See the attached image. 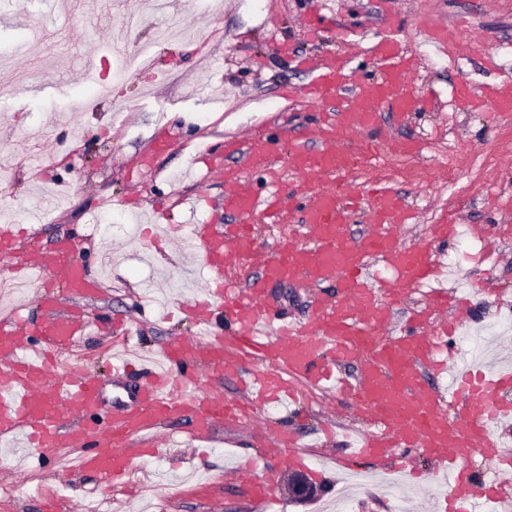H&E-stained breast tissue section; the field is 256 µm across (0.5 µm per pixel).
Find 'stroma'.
Wrapping results in <instances>:
<instances>
[{
	"label": "stroma",
	"mask_w": 512,
	"mask_h": 512,
	"mask_svg": "<svg viewBox=\"0 0 512 512\" xmlns=\"http://www.w3.org/2000/svg\"><path fill=\"white\" fill-rule=\"evenodd\" d=\"M101 15L94 0H0V165L9 176L0 189V224H28L21 254L62 236L77 240L88 264L110 248L112 263L100 269L96 291L81 301L89 317L111 318L113 327L92 330L78 344L80 368L108 379L113 341L154 351L190 335L189 318L165 320L169 308L202 292L189 273L195 261L193 224H220L222 178L199 176L189 167L202 143L216 147L249 133L306 136L324 105L305 98L311 76L305 59L325 62L343 55L353 79L377 76L368 47L399 30L415 55L414 82L431 95L430 107L396 121L382 110L377 137L389 146L392 165L374 177L395 189L413 213L401 236L411 245L426 240L433 224L512 225V118L490 102L494 89L512 77V0H167L166 13L152 0H112ZM140 21L129 40L130 58L118 66L104 49L122 18ZM185 32L178 43L158 35L170 17ZM440 27L463 42L466 56L450 64L448 47L426 40ZM94 65L99 85L86 83ZM481 97L463 108L461 87ZM164 139L165 150L155 148ZM495 261L464 259L461 241L435 245L440 262L455 260L448 289L469 293L468 332L486 337V325L504 302L512 303V236L492 242ZM272 303L287 316L311 312L314 289L273 284ZM166 439L157 457L138 464L132 480L143 488L142 507L152 512H258L251 488L227 480L235 459L260 452L251 433L216 426L196 444ZM311 461L308 477L319 487L309 503L286 499L271 512H324L343 500L347 512H445L446 491L421 487L408 470L426 467L409 459ZM476 486H492L512 512V463L469 454ZM361 472L364 489L346 476ZM61 504L103 500L105 512H121L122 493L93 475L73 471L64 457L26 460L21 471L0 465V512H42L46 498Z\"/></svg>",
	"instance_id": "35a3bbf8"
}]
</instances>
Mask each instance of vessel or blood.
Returning a JSON list of instances; mask_svg holds the SVG:
<instances>
[{"mask_svg": "<svg viewBox=\"0 0 512 512\" xmlns=\"http://www.w3.org/2000/svg\"><path fill=\"white\" fill-rule=\"evenodd\" d=\"M372 52L382 69L380 79L351 93L345 90V58L317 65L306 94L327 103L328 110L313 130L316 145L296 144L288 155L287 167L296 175L289 189L280 187L283 166L272 138L255 134L234 141L230 149L244 153L273 193L258 195L243 176L211 163V171L224 176V214L235 225L228 230L198 224L192 230L206 288L205 299L193 307L200 333L170 341L153 358L114 354L113 398H106L100 378L87 372L52 375L50 357L62 356L89 328L79 309H61L50 290L56 284L86 296L95 288L76 242L61 237L17 259L14 234L9 225H0V259L8 261L9 272H34L46 289L42 325L16 309L0 315L1 443L21 437L26 447L56 455L79 449L78 469L113 483L135 461L157 456L150 442L156 431L185 420L197 441L208 439L219 423L229 430L248 426L273 447L289 449L290 463L303 466L301 415L317 391L361 414L369 426L344 439V447L368 458L395 451L424 454L432 463L425 480L443 481L450 491L447 512H486L492 497L467 493L463 459L470 452L498 454L493 426L512 419V406L502 397L512 386V371L476 375L465 366L448 388L434 383L447 363L458 359L457 333L470 304L431 290L439 266L428 245L408 247L398 239L396 229L410 215L397 195L375 182L357 189L348 180L350 170L373 167L379 159L370 133L381 106L389 105L402 119L421 103L411 79L412 56L402 42L385 37ZM293 210L299 217L291 234L282 237L278 249H263L249 225L253 215L280 225ZM362 216L368 228L353 237L347 227ZM462 230L478 239L487 234L479 224H435L429 238L445 242ZM250 260L257 261L259 273L236 287L232 272ZM377 262L390 279L373 277ZM283 281L327 289L309 320L287 319L270 302L268 285ZM424 287L430 290L425 314L409 319L399 335H386L392 306ZM251 358L259 367L244 368ZM351 362L359 363L358 375L337 374V366ZM134 374L141 382L127 386L126 378ZM208 377L233 379L243 400L202 389ZM273 404L284 409L285 421L268 416ZM253 493L256 503L279 502L275 461H265Z\"/></svg>", "mask_w": 512, "mask_h": 512, "instance_id": "1", "label": "vessel or blood"}]
</instances>
